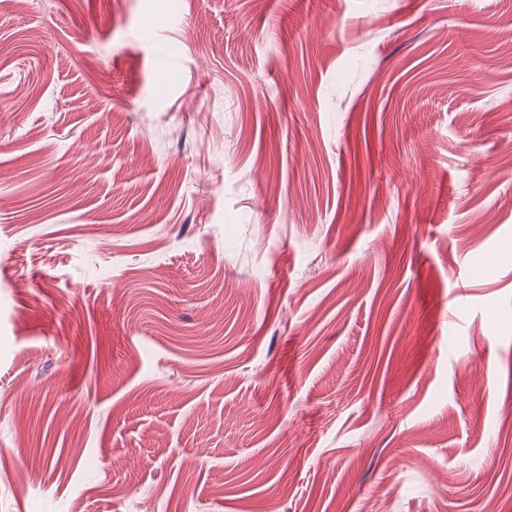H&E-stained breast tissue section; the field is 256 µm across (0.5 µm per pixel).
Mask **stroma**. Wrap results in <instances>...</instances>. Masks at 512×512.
<instances>
[{"label": "stroma", "instance_id": "stroma-1", "mask_svg": "<svg viewBox=\"0 0 512 512\" xmlns=\"http://www.w3.org/2000/svg\"><path fill=\"white\" fill-rule=\"evenodd\" d=\"M511 413L512 0H0V512H512Z\"/></svg>", "mask_w": 512, "mask_h": 512}]
</instances>
